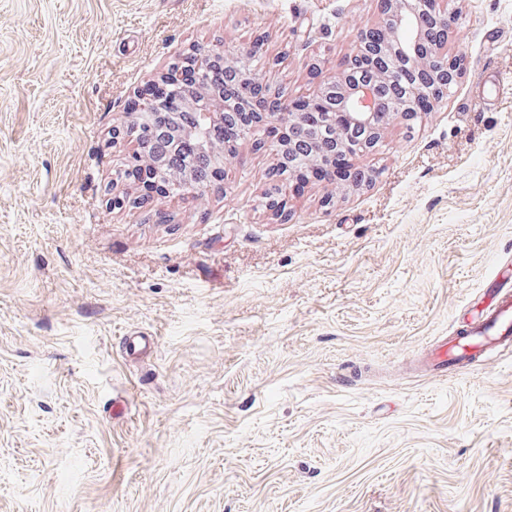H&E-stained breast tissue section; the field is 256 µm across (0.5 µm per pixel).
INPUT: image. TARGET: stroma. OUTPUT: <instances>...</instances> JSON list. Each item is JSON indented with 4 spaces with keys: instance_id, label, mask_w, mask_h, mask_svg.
<instances>
[{
    "instance_id": "stroma-1",
    "label": "stroma",
    "mask_w": 512,
    "mask_h": 512,
    "mask_svg": "<svg viewBox=\"0 0 512 512\" xmlns=\"http://www.w3.org/2000/svg\"><path fill=\"white\" fill-rule=\"evenodd\" d=\"M383 0H0V512H512V348L429 346L512 261V0H448L449 95L285 213L268 132L223 188L124 177L145 85L245 49L285 96ZM156 337L138 359L123 337ZM478 98L487 105H492L511 92V83L496 70H488L482 75L477 86Z\"/></svg>"
}]
</instances>
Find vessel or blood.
Instances as JSON below:
<instances>
[{"mask_svg":"<svg viewBox=\"0 0 512 512\" xmlns=\"http://www.w3.org/2000/svg\"><path fill=\"white\" fill-rule=\"evenodd\" d=\"M509 93L512 83L495 70L485 71L477 86L478 98L488 105ZM484 293L490 297V304L428 353L423 361L426 370L438 373L452 365L463 366L486 352L512 344V264L501 266L487 280Z\"/></svg>","mask_w":512,"mask_h":512,"instance_id":"obj_1","label":"vessel or blood"}]
</instances>
